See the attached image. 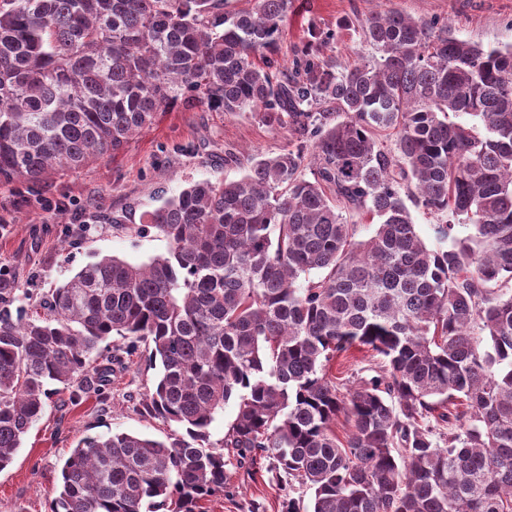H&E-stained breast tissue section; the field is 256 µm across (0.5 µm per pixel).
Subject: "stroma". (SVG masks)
<instances>
[{
	"label": "stroma",
	"instance_id": "obj_1",
	"mask_svg": "<svg viewBox=\"0 0 512 512\" xmlns=\"http://www.w3.org/2000/svg\"><path fill=\"white\" fill-rule=\"evenodd\" d=\"M388 9L447 21L459 38L485 46L512 44V0H293L278 60L292 65L294 47L313 23L335 31L324 53L338 67H348L364 46L357 33L340 28V21ZM290 140L287 130L266 126L251 111L224 114L174 106L115 158L36 185H0V265L21 284L46 290L64 284L98 254L140 263L165 253L164 239L137 231L141 215L155 209L160 197L199 180L240 178L239 159L279 152ZM230 153L237 160L228 164L224 158ZM50 200L65 203V211L47 210ZM113 214L126 215V222L109 223ZM123 360L102 391L76 399L63 389L53 396L12 463L0 470V512H48L60 469L85 436L129 433L168 441L170 428L137 409L140 397L154 389L159 367L151 364L143 345ZM269 466L266 458L256 470L229 466L224 491L205 501L204 512H280L284 495L310 499V490L299 481L273 479Z\"/></svg>",
	"mask_w": 512,
	"mask_h": 512
}]
</instances>
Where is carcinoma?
I'll use <instances>...</instances> for the list:
<instances>
[{
	"label": "carcinoma",
	"instance_id": "obj_1",
	"mask_svg": "<svg viewBox=\"0 0 512 512\" xmlns=\"http://www.w3.org/2000/svg\"><path fill=\"white\" fill-rule=\"evenodd\" d=\"M292 4L0 0L1 185L113 157L178 101L253 109L294 141L164 199L138 231L165 253L99 255L32 314L0 266V470L50 386L109 381L114 335L161 364L140 413L187 434L82 438L49 512H202L227 466L269 456L312 490L281 512H512V45L387 10L341 23L373 50L349 69L313 24L289 69ZM413 207L446 218L448 246ZM356 346L382 365L343 392L330 364ZM415 224H418V229L421 237L429 246H448L449 240L441 238L437 233L438 224H441L433 215L424 213L422 210L411 208ZM236 408L230 402L224 406V410H220L215 414L214 420L209 427V441L212 446L221 449V443L224 441V434L227 432L229 425L235 418Z\"/></svg>",
	"mask_w": 512,
	"mask_h": 512
}]
</instances>
